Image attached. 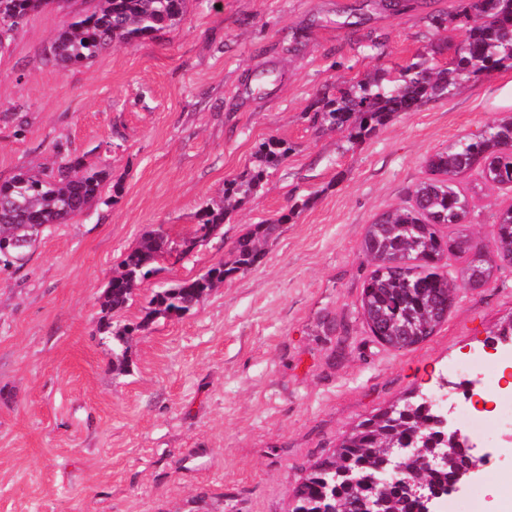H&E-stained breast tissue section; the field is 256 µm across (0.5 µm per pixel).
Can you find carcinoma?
Segmentation results:
<instances>
[{"mask_svg": "<svg viewBox=\"0 0 512 512\" xmlns=\"http://www.w3.org/2000/svg\"><path fill=\"white\" fill-rule=\"evenodd\" d=\"M48 0H0V48L13 37L21 21ZM89 6L74 13L56 34L52 61L61 68L80 64L107 49H116L176 26L188 0H86ZM465 28L466 51L439 66L422 54L388 78L376 71L323 97L310 117L318 133L348 131V141L364 137L401 112H415L433 99L446 98L463 83L495 71L512 69V0H460L454 15L438 21L437 32ZM291 147L270 138L258 146L252 168L224 185V199L207 202L198 214L192 235L184 240L183 254L210 238L239 205L257 192L268 170L288 157ZM428 177L415 185L406 204L388 210L369 225L363 251L373 270L364 281L361 310L374 338L395 350L407 349L431 336L445 320L455 299L453 275L440 272L445 254L458 250V240L446 237L441 227L458 223L470 211V189L455 178L473 169L475 186L512 190V115L487 124L479 134L464 137L426 161ZM103 171L78 159L64 160L49 170L20 172L0 183V267H22L29 259L42 229L64 224L84 213L98 197ZM493 245L466 260L461 280L475 271L490 279L496 259L512 254V204L492 214ZM288 222L284 214L273 224H255L241 235L232 259L219 261L198 276L156 291L137 322L116 323L114 315L133 301L141 284L155 272V256L169 240L163 230L146 232L139 244L119 261L120 271L108 282L101 304L98 333L112 343V367L128 368L133 337L147 331L159 318L182 316L203 302L228 278L255 266L266 245ZM404 419L390 425L375 414L357 425L329 457L311 465L294 489L292 512H319L325 500L341 498L351 512L377 491L363 477L374 459L390 443H401L418 433L435 448L446 447V431L431 424L435 406L410 397ZM408 474L396 477L385 493L387 512H419L405 492Z\"/></svg>", "mask_w": 512, "mask_h": 512, "instance_id": "1", "label": "carcinoma"}]
</instances>
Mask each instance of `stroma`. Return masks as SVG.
Instances as JSON below:
<instances>
[{
    "mask_svg": "<svg viewBox=\"0 0 512 512\" xmlns=\"http://www.w3.org/2000/svg\"><path fill=\"white\" fill-rule=\"evenodd\" d=\"M190 0L158 38L56 66L51 44L81 0L31 14L0 50V182L61 158L107 173L98 202L48 227L23 268L0 270V512H291L293 489L365 418L439 379L512 322V265L459 286L446 319L397 351L360 314L368 224L403 204L426 161L512 114V70L395 115L362 142L315 133L313 102L340 82L429 53L458 0ZM291 148L219 233L145 281L152 293L228 259L254 224L281 225L262 260L133 341L127 373L96 328L121 254L174 238L251 166ZM120 193H113V184ZM475 199L452 238L491 244Z\"/></svg>",
    "mask_w": 512,
    "mask_h": 512,
    "instance_id": "stroma-1",
    "label": "stroma"
}]
</instances>
